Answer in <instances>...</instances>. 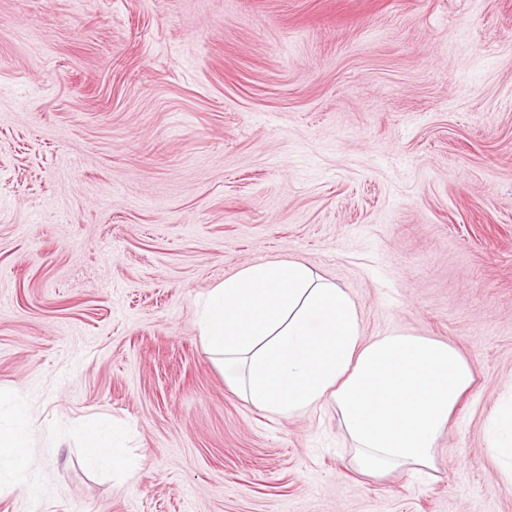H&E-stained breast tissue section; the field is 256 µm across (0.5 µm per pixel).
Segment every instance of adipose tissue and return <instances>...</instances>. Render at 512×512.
I'll list each match as a JSON object with an SVG mask.
<instances>
[{
  "label": "adipose tissue",
  "mask_w": 512,
  "mask_h": 512,
  "mask_svg": "<svg viewBox=\"0 0 512 512\" xmlns=\"http://www.w3.org/2000/svg\"><path fill=\"white\" fill-rule=\"evenodd\" d=\"M200 335L257 408L292 417L332 403L354 442L355 460L372 474L401 466L429 468L437 436L473 384L452 344L403 329L363 339L348 293L307 265H249L205 298ZM85 460L121 466L111 425L82 424ZM30 425L0 427V473L29 463Z\"/></svg>",
  "instance_id": "adipose-tissue-1"
}]
</instances>
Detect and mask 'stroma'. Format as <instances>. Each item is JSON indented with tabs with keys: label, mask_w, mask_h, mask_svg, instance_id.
Returning <instances> with one entry per match:
<instances>
[{
	"label": "stroma",
	"mask_w": 512,
	"mask_h": 512,
	"mask_svg": "<svg viewBox=\"0 0 512 512\" xmlns=\"http://www.w3.org/2000/svg\"><path fill=\"white\" fill-rule=\"evenodd\" d=\"M270 260L460 350L429 476L228 385L198 304ZM0 394V512H512V0H0ZM18 422L11 427H0V474L21 473L29 463L31 448L30 425L20 406H14ZM489 447L496 452L512 456V410L500 412L493 418ZM80 432L84 458L89 464L108 470L123 465L122 459L113 452L115 431L112 425L90 421L81 425Z\"/></svg>",
	"instance_id": "stroma-1"
}]
</instances>
